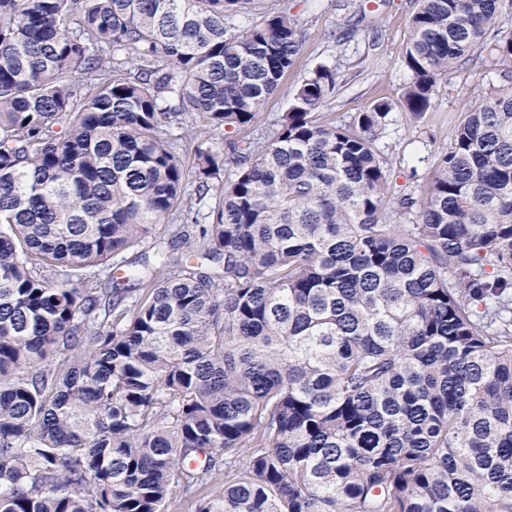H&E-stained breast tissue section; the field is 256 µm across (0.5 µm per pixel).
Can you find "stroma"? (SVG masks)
<instances>
[{"label":"stroma","mask_w":512,"mask_h":512,"mask_svg":"<svg viewBox=\"0 0 512 512\" xmlns=\"http://www.w3.org/2000/svg\"><path fill=\"white\" fill-rule=\"evenodd\" d=\"M289 8L304 31V46L282 79L279 93L266 102L242 136H270L286 112L290 95L319 65L336 72V92L324 105L337 122L351 121L373 102L385 99L394 109L377 130L375 145L396 189L423 195L438 155L448 150L453 132L478 98V80L462 69L439 82L423 117L403 105L409 73L403 55L410 39L416 0H250L240 19L257 21L265 12Z\"/></svg>","instance_id":"obj_1"}]
</instances>
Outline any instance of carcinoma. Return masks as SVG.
I'll use <instances>...</instances> for the list:
<instances>
[{"label": "carcinoma", "instance_id": "obj_1", "mask_svg": "<svg viewBox=\"0 0 512 512\" xmlns=\"http://www.w3.org/2000/svg\"><path fill=\"white\" fill-rule=\"evenodd\" d=\"M247 3L0 0V512H512V0H417L407 110L501 85L393 214L323 65L224 179L304 44Z\"/></svg>", "mask_w": 512, "mask_h": 512}]
</instances>
